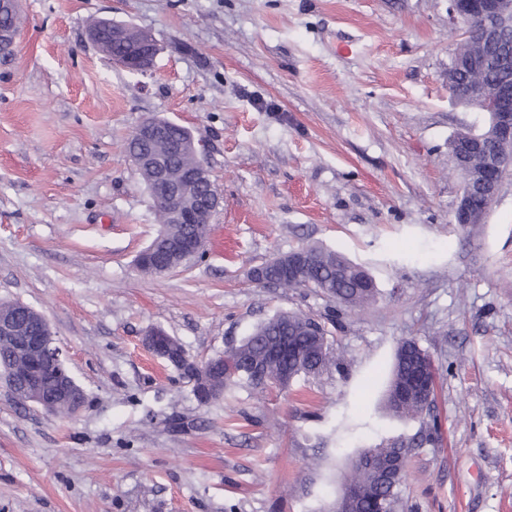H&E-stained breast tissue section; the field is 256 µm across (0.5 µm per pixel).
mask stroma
I'll list each match as a JSON object with an SVG mask.
<instances>
[{
  "instance_id": "stroma-1",
  "label": "stroma",
  "mask_w": 512,
  "mask_h": 512,
  "mask_svg": "<svg viewBox=\"0 0 512 512\" xmlns=\"http://www.w3.org/2000/svg\"><path fill=\"white\" fill-rule=\"evenodd\" d=\"M0 56V303L48 319L86 404L73 417L0 384V512H334L353 461L426 424L384 405L410 338L438 370L434 441L406 463L399 512H512V174L462 229L448 156L487 115L457 104L463 24L448 0H18ZM93 18L150 30V70L111 63ZM160 116L188 127L222 203L202 256L143 275L158 230L127 152ZM320 244L381 292L344 311L253 268ZM280 310L325 324L340 368L204 406L142 343L188 355Z\"/></svg>"
}]
</instances>
